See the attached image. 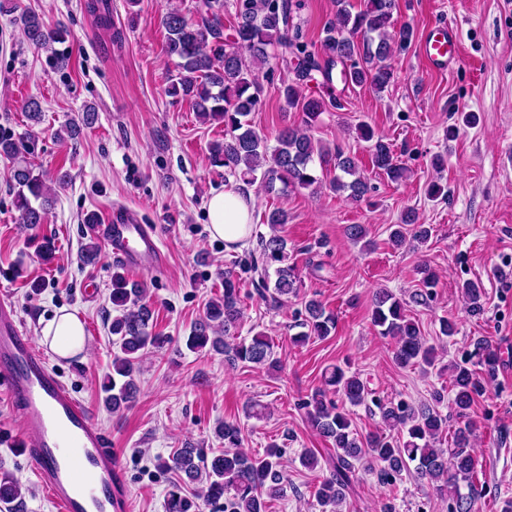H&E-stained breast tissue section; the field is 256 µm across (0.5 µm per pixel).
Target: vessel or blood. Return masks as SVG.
<instances>
[{"label": "vessel or blood", "mask_w": 512, "mask_h": 512, "mask_svg": "<svg viewBox=\"0 0 512 512\" xmlns=\"http://www.w3.org/2000/svg\"><path fill=\"white\" fill-rule=\"evenodd\" d=\"M456 44L455 28H433L423 47L428 66L456 61ZM88 231L131 274L162 263L155 228L139 223L133 212L110 214ZM0 388L20 412L21 449L54 512H132L125 471L109 436L33 344L6 297L0 299Z\"/></svg>", "instance_id": "vessel-or-blood-1"}]
</instances>
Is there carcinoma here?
Listing matches in <instances>:
<instances>
[{"instance_id": "cac0c4a2", "label": "carcinoma", "mask_w": 512, "mask_h": 512, "mask_svg": "<svg viewBox=\"0 0 512 512\" xmlns=\"http://www.w3.org/2000/svg\"><path fill=\"white\" fill-rule=\"evenodd\" d=\"M99 23L112 26L110 0H93L87 4ZM295 4L292 0H235V22L232 34L224 38V0H202L197 18L188 19L176 11L162 16L166 31V52L176 58L175 73L170 76L169 93L193 100L196 111L205 117L224 121V142L210 147L211 161L220 164L247 184L259 183L267 192L314 188L322 180L316 169L331 166L338 174L330 179L335 192L348 193V199L361 201L369 192L361 176L357 159L344 149L323 145L303 129L287 127L276 136V146L269 147L268 138L253 126L249 116L255 111L261 86L252 80L256 67L281 59L291 65L292 78L283 81V96L290 108L303 113V123L310 128L327 106L336 109L342 103L332 98L306 96L303 88L318 73L323 83L333 82V70L341 67L342 80L351 85L381 92L389 86L394 70L395 49L411 41L413 31L398 24L394 17L395 0H365L363 8L353 13L348 0H336V17L323 29V55L315 56L293 35ZM25 38L36 46L49 48L62 39L63 29H50L35 12L20 17ZM361 138L369 143L372 168L398 183L406 168L394 158L391 144L375 134L369 126L360 125ZM30 147L23 140L0 135V156L12 160L10 180L16 189L15 206L23 224L43 223L53 197L42 180L34 173L26 154ZM287 223L283 210L269 213L266 224L269 237L260 238L262 264L274 268V283L261 279L258 293L275 304L294 295L300 278L288 264L287 241L276 234V227ZM429 229L418 223L412 209L401 215L400 224L390 233L396 247L407 238L423 242ZM420 288L411 296L414 303L425 305L434 296L437 278L427 268L418 270ZM469 313L484 312V288L478 280L461 285ZM147 290L129 282L116 272L112 276L111 301L117 312L109 332L116 353L112 359V374L102 386L104 402L118 411L134 402L138 388L134 374L139 363L152 349L161 347L163 337L152 333L153 312L146 301ZM241 317L239 284L230 273L224 275V297L208 303L204 316L194 323L186 346L191 351L206 348L221 352L229 363L255 366H275L271 340L263 331L229 342L230 330ZM371 322L378 334L394 340V360L401 367L434 365V348L426 344L418 323L406 314V302L391 291H376L372 303ZM302 331L295 341L302 343L311 337L325 338L336 329V316L325 310L322 303L311 299L305 305V318L299 323ZM475 361L492 371L496 357L489 342L478 339L468 353ZM455 375L451 414L459 421L452 442L447 448L436 447L439 435L448 427L449 415L439 410L444 395L434 392L431 402L415 407L406 402L376 403L383 422L390 428L406 431V437L394 438L380 434L364 442L352 428L346 405L358 406L368 401L369 392L354 374L336 365L325 372V388L318 389L306 402L307 421L320 436L332 443V471L317 491L318 503L332 512H339L357 466L377 469L378 477L387 481L410 469L436 484L443 494L457 487L458 481L471 482L477 473L478 461L473 455L472 430L467 421L468 411L484 387L477 373L465 366L451 365ZM341 396L339 404L327 398V390ZM224 448L212 458L191 446L177 449L163 466L175 472L179 481L172 483L165 501V512H198V499L216 503L225 500V512H267L268 503L283 496L288 477L283 469L282 450L273 446L262 455H252L243 448L240 426L226 421L216 428ZM201 484L196 493L187 495L186 487ZM476 487L468 495L454 491L452 512H472ZM24 500L22 486L5 476L0 479V504L8 510Z\"/></svg>"}]
</instances>
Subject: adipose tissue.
Listing matches in <instances>:
<instances>
[{
    "instance_id": "adipose-tissue-1",
    "label": "adipose tissue",
    "mask_w": 512,
    "mask_h": 512,
    "mask_svg": "<svg viewBox=\"0 0 512 512\" xmlns=\"http://www.w3.org/2000/svg\"><path fill=\"white\" fill-rule=\"evenodd\" d=\"M254 202L251 191L236 186L226 187L208 198L209 231L213 238L223 241L225 250H240L248 246L252 236ZM41 333L50 348L62 357L85 351L87 346L81 323L69 314L63 313L45 322Z\"/></svg>"
}]
</instances>
